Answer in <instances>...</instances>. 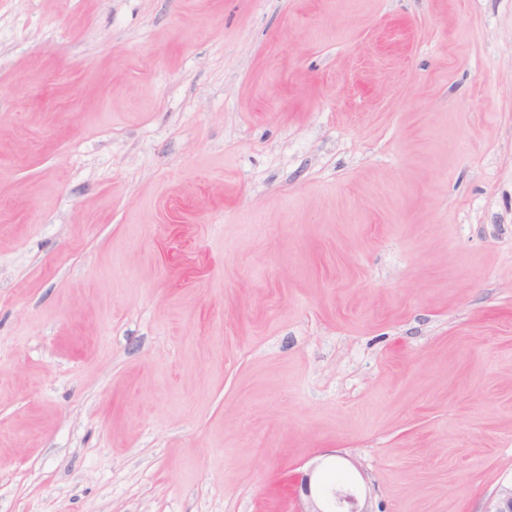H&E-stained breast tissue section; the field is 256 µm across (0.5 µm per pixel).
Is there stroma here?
I'll return each mask as SVG.
<instances>
[{
  "mask_svg": "<svg viewBox=\"0 0 512 512\" xmlns=\"http://www.w3.org/2000/svg\"><path fill=\"white\" fill-rule=\"evenodd\" d=\"M309 472L512 482V0H0V512Z\"/></svg>",
  "mask_w": 512,
  "mask_h": 512,
  "instance_id": "35a3bbf8",
  "label": "stroma"
}]
</instances>
